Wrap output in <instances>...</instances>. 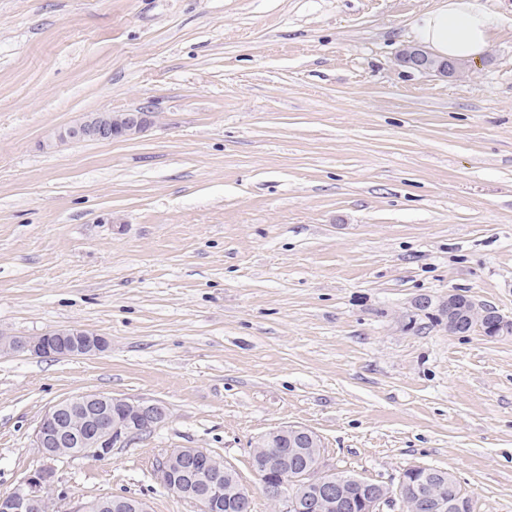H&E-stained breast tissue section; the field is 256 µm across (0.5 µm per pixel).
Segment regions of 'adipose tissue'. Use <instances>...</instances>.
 Listing matches in <instances>:
<instances>
[{
    "label": "adipose tissue",
    "instance_id": "adipose-tissue-1",
    "mask_svg": "<svg viewBox=\"0 0 512 512\" xmlns=\"http://www.w3.org/2000/svg\"><path fill=\"white\" fill-rule=\"evenodd\" d=\"M497 23L496 14L477 0H441L418 17L414 38L439 59L475 61L490 45Z\"/></svg>",
    "mask_w": 512,
    "mask_h": 512
}]
</instances>
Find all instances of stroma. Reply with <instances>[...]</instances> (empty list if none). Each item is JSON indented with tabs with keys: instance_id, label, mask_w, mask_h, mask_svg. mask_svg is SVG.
I'll return each instance as SVG.
<instances>
[{
	"instance_id": "stroma-1",
	"label": "stroma",
	"mask_w": 512,
	"mask_h": 512,
	"mask_svg": "<svg viewBox=\"0 0 512 512\" xmlns=\"http://www.w3.org/2000/svg\"><path fill=\"white\" fill-rule=\"evenodd\" d=\"M448 80L402 66L440 0H0V331L104 336L0 356V496L84 393L162 403L105 456L51 463L55 512L100 497L198 512L157 459L201 448L273 512L252 445L297 424L328 469L455 476L512 512V334L448 331L457 292L512 320V0ZM154 106L136 141L40 144ZM108 342L103 336L82 329H57L30 339H20L0 331V354L28 351L36 356H77L104 351Z\"/></svg>"
}]
</instances>
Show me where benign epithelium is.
Wrapping results in <instances>:
<instances>
[{
	"mask_svg": "<svg viewBox=\"0 0 512 512\" xmlns=\"http://www.w3.org/2000/svg\"><path fill=\"white\" fill-rule=\"evenodd\" d=\"M398 61L423 73L446 79H456L463 74L465 65L441 61L419 45H407L400 50ZM157 121L156 112L150 107H140L122 112L90 113L81 121L58 129L43 143V148L56 150L75 138H89L97 142L116 139L136 140ZM414 308L422 315H442L448 319V332L466 334L478 331L508 333L512 321L492 307L475 302L460 293H450L448 298L434 303L428 297L414 301ZM108 347L106 338L82 329H57L30 339H20L0 331V354L28 351L36 356H77L101 352ZM167 418L166 407L151 400H132L123 397L84 394L63 400L51 407L41 418L34 433V446L48 460H56L72 453L103 456L110 448L125 443L132 435L161 425ZM273 435L287 437L294 442L316 443V433L298 425H285ZM253 449V454H264L261 461L266 473L263 490L266 498L278 512H336L349 506L344 489L353 483L325 468L320 449L300 467L288 466V457L296 449L286 452L269 449L263 444ZM203 474L211 484L218 486L227 481L236 484L242 506H247L249 496L243 493L234 469L224 464L210 452L199 448H179L167 453L156 464L160 485L178 496L195 503L201 512H222L224 504L215 496L195 492L191 478ZM54 469L48 465L31 472L12 494L0 497V512H42L46 493L54 486ZM414 492L406 477H400L397 486L382 488L361 501V512H380L388 498L405 499ZM96 512H112L130 507L134 512H148L141 501H122L116 497L97 500L92 504Z\"/></svg>",
	"mask_w": 512,
	"mask_h": 512,
	"instance_id": "benign-epithelium-1",
	"label": "benign epithelium"
}]
</instances>
